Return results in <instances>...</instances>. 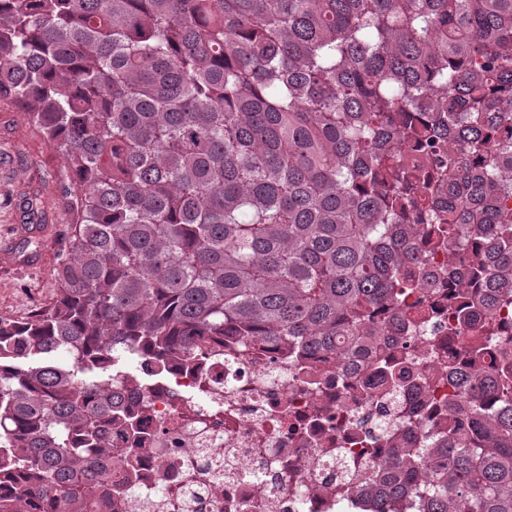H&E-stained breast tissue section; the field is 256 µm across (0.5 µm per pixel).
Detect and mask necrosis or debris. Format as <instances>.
I'll return each instance as SVG.
<instances>
[{
	"instance_id": "1",
	"label": "necrosis or debris",
	"mask_w": 512,
	"mask_h": 512,
	"mask_svg": "<svg viewBox=\"0 0 512 512\" xmlns=\"http://www.w3.org/2000/svg\"><path fill=\"white\" fill-rule=\"evenodd\" d=\"M431 285L422 301L428 322L409 309H379V341L404 378L401 402L423 427L453 426L448 403L457 390L445 360L468 362L467 335L448 329V253L425 250ZM385 386L376 366L347 365L333 352H318L295 368L278 346L212 354L175 367L160 381L124 392L143 405L141 440L113 434L116 448L136 447L137 473L112 458V512H173L184 497L188 512H345L351 493L337 494L327 480L340 448L361 450L364 461L390 457L391 435L415 436L404 423L367 441L358 419L375 413ZM260 472L252 480L251 472Z\"/></svg>"
}]
</instances>
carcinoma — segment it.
Returning <instances> with one entry per match:
<instances>
[{"label":"carcinoma","instance_id":"cac0c4a2","mask_svg":"<svg viewBox=\"0 0 512 512\" xmlns=\"http://www.w3.org/2000/svg\"><path fill=\"white\" fill-rule=\"evenodd\" d=\"M493 79L512 83V0H0V98L82 187L55 302L0 319V512L111 503L112 422L136 417L112 379L143 385L113 371L121 351L143 352L147 376L221 339L277 341L294 364L371 350L387 369L375 309L424 287L421 236L478 237L499 258L462 326L512 300V217L494 207L512 192V97H490ZM445 135L460 182L421 202L400 150ZM408 208L427 223H400ZM483 261L464 258L453 298ZM488 332L499 362L474 348L463 424L372 469L332 465L336 489L361 487L355 507L512 512V339Z\"/></svg>","mask_w":512,"mask_h":512}]
</instances>
